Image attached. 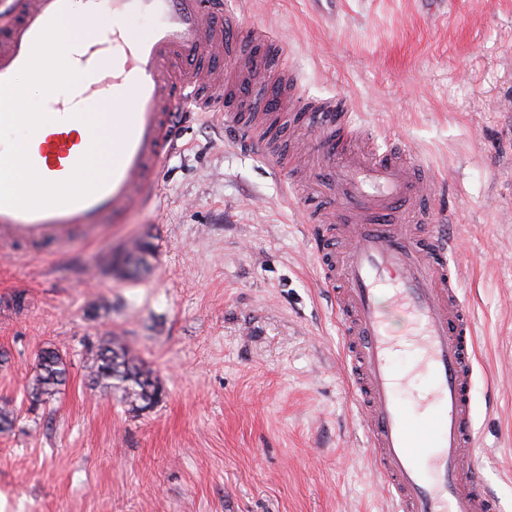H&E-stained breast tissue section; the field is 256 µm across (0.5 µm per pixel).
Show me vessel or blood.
<instances>
[{
	"mask_svg": "<svg viewBox=\"0 0 512 512\" xmlns=\"http://www.w3.org/2000/svg\"><path fill=\"white\" fill-rule=\"evenodd\" d=\"M77 27L105 22L107 40L73 37L68 61L86 77L78 90L52 100L51 121L29 154L37 173L60 182L73 172L93 141L74 114L96 105L112 130L111 173L92 196L37 211L0 206V248L26 240L67 239L101 216L151 201L162 162L176 153L174 120L182 105L196 111L223 108L219 96L203 97L211 72L200 59L234 61L231 86L242 91L260 80L265 60L236 55L239 16L226 0H0V81L27 62L34 39L55 17ZM153 17L154 25L133 36L129 17ZM223 17L216 27L215 17ZM335 113L318 115L312 142L317 162L334 148ZM336 210L345 228L334 236L322 221L312 225L313 252L322 284L333 292L336 317L374 466L393 512H501L469 460L476 446L471 390L474 339L459 296L460 267L453 258L459 239L445 217L433 220L417 240L410 226L422 215L417 202L435 195L440 183L400 152L346 153L334 165ZM406 214L404 224L381 222ZM408 320L404 336L388 326L386 305ZM415 347L417 368L432 389L424 400L403 398L393 352L400 342Z\"/></svg>",
	"mask_w": 512,
	"mask_h": 512,
	"instance_id": "vessel-or-blood-1",
	"label": "vessel or blood"
}]
</instances>
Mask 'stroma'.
I'll list each match as a JSON object with an SVG mask.
<instances>
[{"mask_svg": "<svg viewBox=\"0 0 512 512\" xmlns=\"http://www.w3.org/2000/svg\"><path fill=\"white\" fill-rule=\"evenodd\" d=\"M228 6L240 53L260 48L300 95L336 103L337 152L368 135L440 179L425 209L463 242L476 468L512 512V0H339L332 24L309 0ZM174 134L189 148L151 205L0 257V401L18 415L0 433L5 512H387L309 241V219L336 213L331 190L310 174L288 197L286 161L229 140L223 113ZM110 338L156 372L152 409L92 385ZM46 347L68 378L33 410Z\"/></svg>", "mask_w": 512, "mask_h": 512, "instance_id": "35a3bbf8", "label": "stroma"}]
</instances>
